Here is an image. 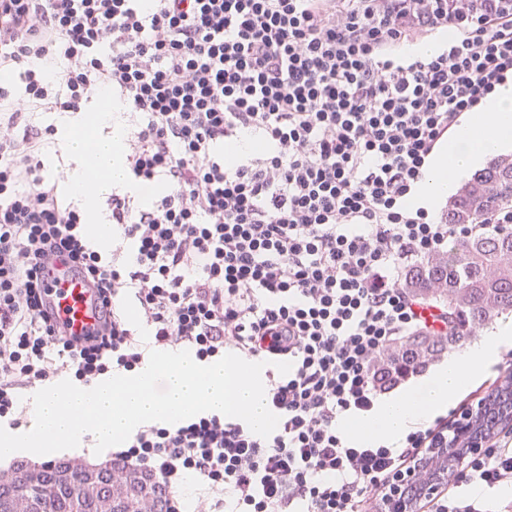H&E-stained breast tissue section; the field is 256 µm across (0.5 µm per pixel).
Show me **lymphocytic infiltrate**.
<instances>
[{
    "instance_id": "1",
    "label": "lymphocytic infiltrate",
    "mask_w": 512,
    "mask_h": 512,
    "mask_svg": "<svg viewBox=\"0 0 512 512\" xmlns=\"http://www.w3.org/2000/svg\"><path fill=\"white\" fill-rule=\"evenodd\" d=\"M0 0V422L21 390L88 386L152 350L271 363L269 437L201 413L113 449L181 512H368L447 438L457 410L392 445L346 436L387 387L377 358L447 334L404 269L512 223L431 219L408 200L455 127L512 75V0ZM451 30L431 54L415 45ZM120 103L123 185L104 193L112 251L47 173L36 112ZM259 150H238L243 135ZM154 187L142 199L144 187ZM95 289L104 321L70 336L49 311L54 264ZM136 308L137 320L127 311ZM291 363L288 374L274 365ZM512 482V432L465 456L455 484Z\"/></svg>"
}]
</instances>
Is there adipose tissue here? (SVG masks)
<instances>
[{
    "label": "adipose tissue",
    "instance_id": "1",
    "mask_svg": "<svg viewBox=\"0 0 512 512\" xmlns=\"http://www.w3.org/2000/svg\"><path fill=\"white\" fill-rule=\"evenodd\" d=\"M120 109V104L109 102L103 109L84 114L80 123L66 126L68 147L77 159L68 189L81 197L85 209L92 214L99 208V197L84 194L83 184L88 176L97 175L105 190L125 181L119 161L122 125L112 119L113 113ZM103 128L108 131L104 137L99 134ZM510 150L512 81L508 80L485 99L479 112L468 116L449 137L442 162L428 172L411 198V206L425 208L429 216L438 217L462 179L484 161ZM509 347H512V323L503 324L490 335L450 354L429 375L399 395L382 398L371 413L343 422L342 428L369 441L398 440L411 424L447 409L455 395L481 371L495 365L501 351Z\"/></svg>",
    "mask_w": 512,
    "mask_h": 512
}]
</instances>
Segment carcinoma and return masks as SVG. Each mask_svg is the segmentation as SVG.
<instances>
[{"instance_id":"carcinoma-1","label":"carcinoma","mask_w":512,"mask_h":512,"mask_svg":"<svg viewBox=\"0 0 512 512\" xmlns=\"http://www.w3.org/2000/svg\"><path fill=\"white\" fill-rule=\"evenodd\" d=\"M495 210H512V155L497 156L477 170L449 202L446 217L450 224H478ZM403 287L411 295L447 308L472 331L485 326L497 315L512 311V229L453 241L448 251L407 267ZM462 339L455 332L446 336L416 332L376 360V372L391 381L405 363L419 371L428 359ZM482 402L483 410L469 422L464 436H448L451 444L471 445L483 433L512 421V392L497 388ZM462 461L461 457L439 458L435 467L420 478L446 483ZM106 483L105 471L70 475L68 461L58 460L40 464L38 485L32 486L19 465L11 477L0 478V512H73L76 502L82 506L81 512H100ZM423 489L416 483L404 487L395 512L412 506ZM147 497L153 502V512H168L167 494L155 482L148 487L133 483L112 512H142Z\"/></svg>"}]
</instances>
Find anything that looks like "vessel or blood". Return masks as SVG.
<instances>
[{
	"label": "vessel or blood",
	"instance_id": "b4317fda",
	"mask_svg": "<svg viewBox=\"0 0 512 512\" xmlns=\"http://www.w3.org/2000/svg\"><path fill=\"white\" fill-rule=\"evenodd\" d=\"M59 296L52 301L58 320L71 336H83L96 328L102 314L94 291L77 273L58 267Z\"/></svg>",
	"mask_w": 512,
	"mask_h": 512
}]
</instances>
